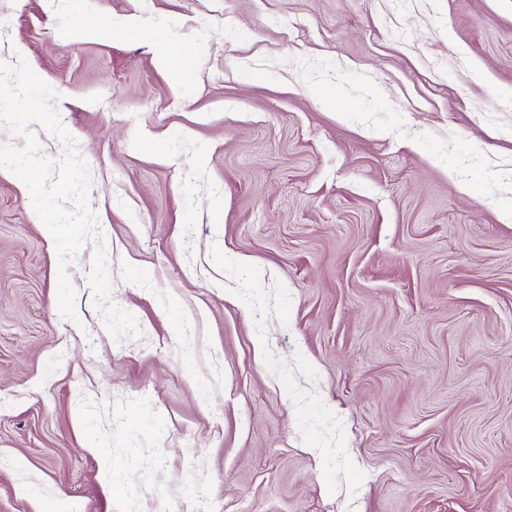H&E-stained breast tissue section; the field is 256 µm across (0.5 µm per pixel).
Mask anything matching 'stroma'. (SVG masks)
<instances>
[{
  "instance_id": "1",
  "label": "stroma",
  "mask_w": 512,
  "mask_h": 512,
  "mask_svg": "<svg viewBox=\"0 0 512 512\" xmlns=\"http://www.w3.org/2000/svg\"><path fill=\"white\" fill-rule=\"evenodd\" d=\"M14 53L102 236L63 318L0 167V512H512V0H0Z\"/></svg>"
}]
</instances>
